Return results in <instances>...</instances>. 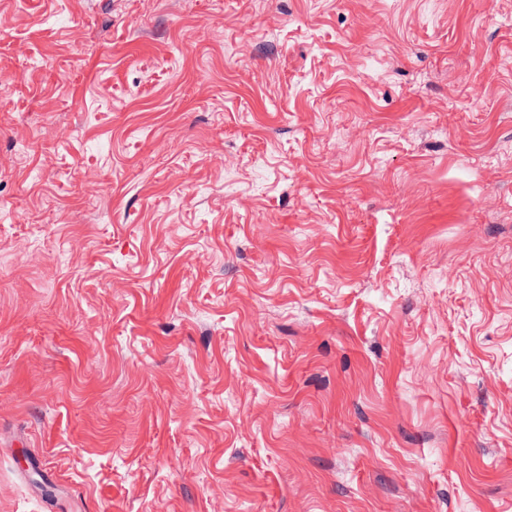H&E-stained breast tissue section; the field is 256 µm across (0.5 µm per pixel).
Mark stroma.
<instances>
[{"mask_svg": "<svg viewBox=\"0 0 512 512\" xmlns=\"http://www.w3.org/2000/svg\"><path fill=\"white\" fill-rule=\"evenodd\" d=\"M0 512H512V0H0Z\"/></svg>", "mask_w": 512, "mask_h": 512, "instance_id": "35a3bbf8", "label": "stroma"}]
</instances>
